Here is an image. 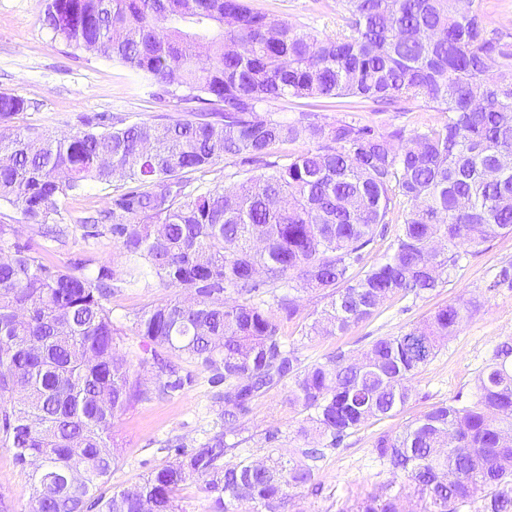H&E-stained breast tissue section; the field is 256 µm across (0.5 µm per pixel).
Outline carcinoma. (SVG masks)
I'll use <instances>...</instances> for the list:
<instances>
[{"label":"carcinoma","instance_id":"cac0c4a2","mask_svg":"<svg viewBox=\"0 0 512 512\" xmlns=\"http://www.w3.org/2000/svg\"><path fill=\"white\" fill-rule=\"evenodd\" d=\"M343 24L318 37L243 0H47L45 20L75 50H94L133 75L185 91L193 117L56 138L0 133V203L39 227L88 183L124 189L101 216L120 240L118 271L83 273L19 245L0 223V446L13 449L35 495L29 512H178L199 482L213 512H298L295 491H320L322 449L405 407L412 380L476 310L459 299L359 359L342 350L304 365L281 321L300 316L290 290L322 291L329 305L305 336L344 335L385 301L443 284L459 248L512 234V36L488 28L475 0H340ZM424 102L439 127L386 134L351 118L302 114L311 149L271 163L230 191L192 194L184 175L230 158L259 160L298 127L258 113L272 99ZM26 109L0 93V126ZM405 204L381 259L365 257ZM99 220V221H101ZM94 221L90 228H98ZM358 273H353L355 268ZM150 270L193 301L161 302L135 317L149 388L115 356L121 330L110 298ZM288 292L275 294V289ZM272 295L279 317L267 309ZM185 356L224 385V432L151 473L133 491L98 494L120 462L115 416L183 386L157 348ZM288 381L322 448L255 463L240 453L241 419ZM392 480L358 512H401L389 493L407 480L419 512H512V339L500 343L465 403H441L374 441Z\"/></svg>","mask_w":512,"mask_h":512}]
</instances>
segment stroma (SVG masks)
<instances>
[{"instance_id":"1","label":"stroma","mask_w":512,"mask_h":512,"mask_svg":"<svg viewBox=\"0 0 512 512\" xmlns=\"http://www.w3.org/2000/svg\"><path fill=\"white\" fill-rule=\"evenodd\" d=\"M250 6L288 22L297 29L319 35L335 34L340 25L337 0H248ZM46 0H0V93L23 97L28 107L13 121L15 128L64 136L95 128L99 116H120L127 122H169L185 119L190 107L163 87L136 78L111 58L69 48L45 22ZM313 111L327 119L355 117L361 123L384 132L394 125L423 130L443 124L445 115L417 102L408 111L375 110L373 106L351 107L342 98L308 101L276 100L262 110L263 116L293 122L300 113ZM263 163L239 165L224 161L203 172L189 174L191 190L203 193L214 188H233L246 178L264 172ZM111 187L92 183L82 195L62 200L57 223L68 225L69 234L57 242L39 234L36 226L24 223L14 208L1 204L0 220L13 224L16 243L29 246L33 255L61 266L86 260L87 275L100 267L120 268L123 251L111 234L88 235L85 217L110 207ZM512 270V235L497 237L479 247L460 251L457 266L442 288L414 299L396 298L385 303L366 322L344 335L304 339L305 324L322 310L325 299L315 291L297 294L301 314L282 324L289 342L298 344L304 363L343 350L357 357L380 337L397 336L429 317L438 307L457 299H471L479 310L465 319L456 336L412 381L410 402L393 416L361 426L341 447L326 450L319 463L321 494L296 497L299 512H348L366 494L380 492L390 474L373 453L375 438L382 433L397 434L405 424L432 406L456 398H469L476 375L495 346L512 337V278L503 279L502 269ZM175 288L164 287L154 274L143 284L115 293L110 301L112 319L122 334L116 339V354L137 363L140 338L132 328L136 313L178 296ZM171 364L183 378L180 391L152 397L118 414L114 431L122 442V457L103 494L136 488L152 471L173 461L167 441L185 449L198 447L206 437L224 427L212 374L192 361L171 357ZM287 385L281 384L254 401L244 416L247 438L244 453L263 459L268 447L263 434L281 430L282 453L303 447L295 429L302 420L299 409L288 405ZM0 491L6 493L13 512H28L32 487L27 474L13 460L11 449L0 447Z\"/></svg>"}]
</instances>
